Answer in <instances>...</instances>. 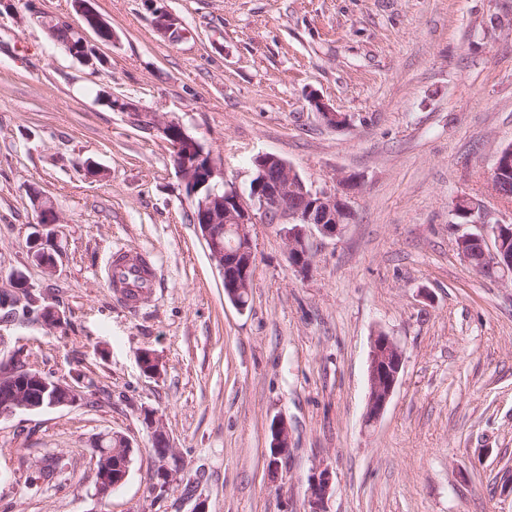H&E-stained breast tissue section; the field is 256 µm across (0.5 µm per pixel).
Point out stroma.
I'll list each match as a JSON object with an SVG mask.
<instances>
[{"mask_svg":"<svg viewBox=\"0 0 512 512\" xmlns=\"http://www.w3.org/2000/svg\"><path fill=\"white\" fill-rule=\"evenodd\" d=\"M28 0L0 14V289L22 272L66 326L5 323L6 350L31 368L81 379L75 407L0 420V512H307L308 478L330 468L327 512H512V280L466 265L456 239L479 233L453 206L486 192L512 143V0H164L183 36L169 42L144 0H94L116 39H86L94 70L26 22ZM319 96L349 123L325 126ZM183 124L248 192L270 153L306 181L353 177L340 236L310 230L314 266L291 267L282 227L251 228L248 304L222 276L158 135L107 97ZM93 162L103 177L85 174ZM51 225L57 267L29 254ZM119 249L151 254L160 286L137 308L107 287ZM405 361L379 423L366 427L370 338ZM153 351L160 374L143 373ZM156 412L182 485L150 492ZM290 450L269 472L270 427ZM133 444L125 482L95 495V447ZM45 455L61 484L30 483Z\"/></svg>","mask_w":512,"mask_h":512,"instance_id":"obj_1","label":"stroma"}]
</instances>
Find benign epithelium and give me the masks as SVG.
I'll return each mask as SVG.
<instances>
[{
  "label": "benign epithelium",
  "mask_w": 512,
  "mask_h": 512,
  "mask_svg": "<svg viewBox=\"0 0 512 512\" xmlns=\"http://www.w3.org/2000/svg\"><path fill=\"white\" fill-rule=\"evenodd\" d=\"M92 0H76L75 9L91 29L108 30L110 26L91 6ZM29 21L41 26L48 35H54L63 20L46 15L36 2H29ZM152 26L162 37L176 41L182 34L180 19L166 8L152 10ZM311 104L322 123L338 128L345 117L336 112L323 99L314 96ZM112 111L125 112L135 124L159 134L173 150V162L186 195L193 202L191 218L201 238L205 241L211 260L224 281V294L236 306L250 294L256 255L250 227L254 224H281L288 248L291 266L306 275L313 267V243L307 228L313 226L321 237L334 239L353 213L349 203V190L356 186L350 177L339 180V189L317 187L307 183L295 168L274 154L259 155L254 159V176L248 194H242L224 183V172L217 159L192 136L183 125L160 117L159 113L127 99H112ZM512 172V145L499 149L487 178L491 196L503 200L505 177ZM454 211L463 213L469 223L490 229V235L470 233L459 236L456 250L466 264H471L466 248L480 244L490 266L512 275V251H508V238H512V224L490 221V213L479 201L461 196L456 199ZM48 236L38 231L30 239L31 257L46 273L55 271L56 260L38 259L37 249L46 244ZM38 307L27 319H34L48 329H60L65 315L21 273L11 278V288L0 290V310L19 308L25 303ZM142 371L148 376L160 375L159 362L150 350L139 354ZM404 364V352L387 333L379 331L371 337L368 366V397L364 423L371 427L384 414L399 381ZM85 399L83 387L67 380H53L30 370L24 354L15 351L0 359V419L17 414L32 413L43 409L77 406ZM145 424L153 430L155 478L151 493L163 495L172 491L179 482L180 468L173 461L175 454L170 441L159 425L156 413L144 412ZM273 439L269 467L278 468L279 458L288 451V425L283 420L273 422ZM132 443L123 435H112L109 453L96 459V494L105 499L116 487L123 484L129 472ZM333 481L328 468H318L310 476L307 488L308 512H327V495Z\"/></svg>",
  "instance_id": "7a95c632"
}]
</instances>
